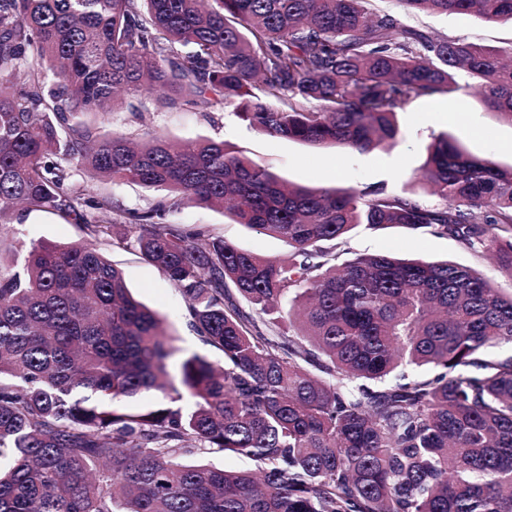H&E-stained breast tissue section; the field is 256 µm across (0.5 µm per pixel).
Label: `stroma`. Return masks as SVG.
Returning a JSON list of instances; mask_svg holds the SVG:
<instances>
[{
    "label": "stroma",
    "instance_id": "1",
    "mask_svg": "<svg viewBox=\"0 0 512 512\" xmlns=\"http://www.w3.org/2000/svg\"><path fill=\"white\" fill-rule=\"evenodd\" d=\"M375 5L435 35L500 50L512 47V25L508 23L451 13L408 15L399 0H376ZM456 79L459 89L452 96L423 97L398 113L400 133L394 145L364 153L312 147L258 132L241 120L230 105L159 109L149 103L137 111L123 105L107 115L94 116L93 121L116 133L137 134L149 128L175 141L222 140L284 178L311 188H362L382 184L402 192L411 187L414 173L424 165L427 145L442 133L454 137L479 157L500 165L512 164V122L486 107L467 73L458 72ZM166 220L171 224L206 225L214 234L263 257L283 258L288 254V245L282 239L233 223L223 213L202 206L171 210ZM9 230L10 239L20 251L33 241L69 243L81 235L79 225L40 211L12 215ZM347 246L355 254L391 253L430 261L451 260L475 267L499 287L512 286V277L490 260L447 237L398 227L368 230L360 226L350 232ZM105 253L123 271L131 292L164 319L175 338L177 359L199 354L218 361V354L203 345L190 330L186 303L160 269L131 251L109 246Z\"/></svg>",
    "mask_w": 512,
    "mask_h": 512
}]
</instances>
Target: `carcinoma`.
<instances>
[{
    "label": "carcinoma",
    "mask_w": 512,
    "mask_h": 512,
    "mask_svg": "<svg viewBox=\"0 0 512 512\" xmlns=\"http://www.w3.org/2000/svg\"><path fill=\"white\" fill-rule=\"evenodd\" d=\"M371 0H0V232L17 210L80 226L10 266L0 254V512H512V289L454 262L347 256L348 233L400 226L493 256L512 276V166L443 133L416 181L438 198L292 183L224 141L133 139L72 120L120 93L236 104L272 136L357 152L466 71L512 121L509 50L431 35ZM407 13L512 23V0H400ZM100 180L173 195L130 211ZM194 202L278 236L263 258ZM124 232L112 237V229ZM160 268L221 353L176 352L102 244ZM194 409L173 406L180 390ZM170 404L130 408L149 392ZM217 451L253 470L184 458ZM170 224H203L225 240L236 246L268 258H284L288 255V244L282 239L257 232L243 224H235L224 213L202 206H182L166 215Z\"/></svg>",
    "instance_id": "cac0c4a2"
}]
</instances>
